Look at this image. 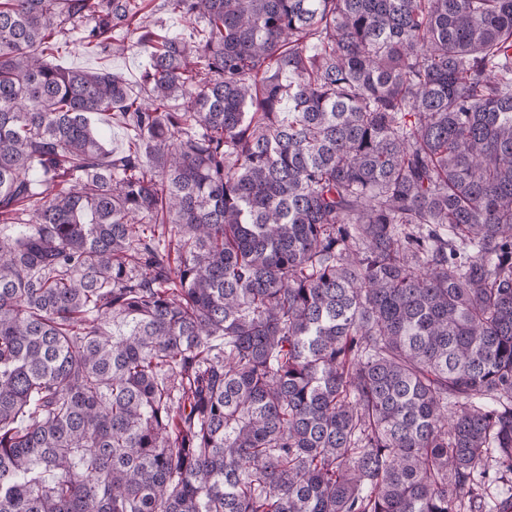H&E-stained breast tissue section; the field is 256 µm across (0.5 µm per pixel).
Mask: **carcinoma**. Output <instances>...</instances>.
<instances>
[{"instance_id":"1","label":"carcinoma","mask_w":512,"mask_h":512,"mask_svg":"<svg viewBox=\"0 0 512 512\" xmlns=\"http://www.w3.org/2000/svg\"><path fill=\"white\" fill-rule=\"evenodd\" d=\"M161 7L196 39L136 0H0V512H484L512 0ZM117 30L136 90L52 62ZM160 1L161 0H145L142 4V6L147 5V8H145L143 12H146L148 20L152 23H156L159 27L161 26L170 35L188 38L192 27L195 25L191 24L188 20L170 16L158 10ZM108 113L110 112L97 115L94 119L95 126L104 136L108 147L113 152H120L124 149L130 132L126 125L118 122L115 116Z\"/></svg>"}]
</instances>
